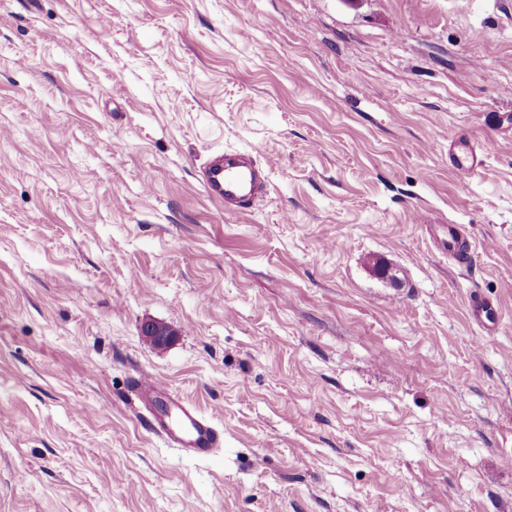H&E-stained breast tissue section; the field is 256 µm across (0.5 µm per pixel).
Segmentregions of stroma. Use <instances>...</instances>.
<instances>
[{
    "label": "stroma",
    "mask_w": 512,
    "mask_h": 512,
    "mask_svg": "<svg viewBox=\"0 0 512 512\" xmlns=\"http://www.w3.org/2000/svg\"><path fill=\"white\" fill-rule=\"evenodd\" d=\"M0 512H512V0H0ZM257 148L224 151L214 155L200 170L207 194L224 202L225 213L244 214L267 189L268 171L256 162ZM447 248L448 255L453 257L460 265H466L470 257L471 248L469 244L464 245L461 241V232L455 224H448ZM469 311L473 321L484 332L492 331L498 323V307L480 296L470 297ZM144 337L155 347H168L177 338V332L170 326L156 321L143 326ZM133 388L151 414V433L169 446L180 448L196 457H207L223 444V433L212 419L199 412L187 400L173 395L160 378L140 372L134 379ZM157 397L167 401L169 413L159 415L152 410V402Z\"/></svg>",
    "instance_id": "stroma-1"
}]
</instances>
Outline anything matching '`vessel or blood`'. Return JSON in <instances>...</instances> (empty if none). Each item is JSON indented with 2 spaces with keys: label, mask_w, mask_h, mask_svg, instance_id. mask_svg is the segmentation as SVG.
Listing matches in <instances>:
<instances>
[{
  "label": "vessel or blood",
  "mask_w": 512,
  "mask_h": 512,
  "mask_svg": "<svg viewBox=\"0 0 512 512\" xmlns=\"http://www.w3.org/2000/svg\"><path fill=\"white\" fill-rule=\"evenodd\" d=\"M256 150H233L214 155L202 167L200 182L207 194L223 202L228 213L250 212L253 204L267 189L268 171L256 161ZM447 248L449 256L458 264H467L470 246L464 245L458 226L448 225ZM470 316L485 332L492 331L498 323L499 311L496 305L471 296ZM144 407H151L155 398H164L169 406L167 414H152L150 431L169 446L186 453L205 457L221 447L224 436L212 419L205 416L187 400L173 395L160 378L142 372L133 385Z\"/></svg>",
  "instance_id": "1"
}]
</instances>
